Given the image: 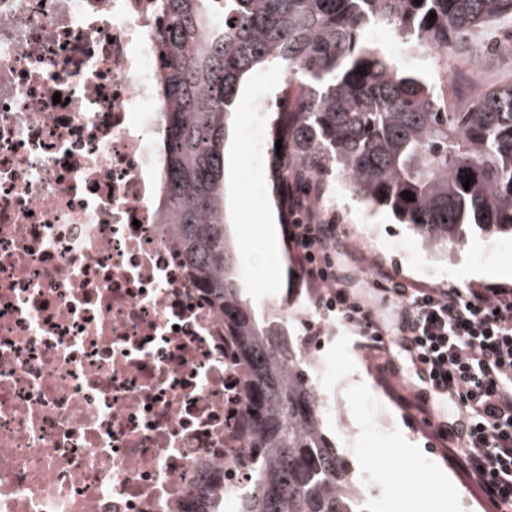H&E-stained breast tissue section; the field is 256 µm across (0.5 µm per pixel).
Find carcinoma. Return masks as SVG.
Wrapping results in <instances>:
<instances>
[{"label":"carcinoma","instance_id":"obj_1","mask_svg":"<svg viewBox=\"0 0 512 512\" xmlns=\"http://www.w3.org/2000/svg\"><path fill=\"white\" fill-rule=\"evenodd\" d=\"M155 2L164 27L159 221L239 340L258 460L238 512H367L325 434L327 402L311 382L309 353L241 302L224 228V133L242 78L277 66L288 72L271 119L282 140L273 166L281 215L318 203L340 177L363 203L410 225L426 249L460 241L470 218L512 234V81L485 85L454 68L483 52L477 29L512 21V0H223L222 21L211 0ZM372 23L413 53L453 45L448 93L369 46Z\"/></svg>","mask_w":512,"mask_h":512}]
</instances>
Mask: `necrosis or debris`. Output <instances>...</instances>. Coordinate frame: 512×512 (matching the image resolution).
Here are the masks:
<instances>
[{"instance_id": "obj_1", "label": "necrosis or debris", "mask_w": 512, "mask_h": 512, "mask_svg": "<svg viewBox=\"0 0 512 512\" xmlns=\"http://www.w3.org/2000/svg\"><path fill=\"white\" fill-rule=\"evenodd\" d=\"M150 4L0 0V512H236L257 462L238 343L157 219Z\"/></svg>"}]
</instances>
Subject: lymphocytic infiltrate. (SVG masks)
Returning <instances> with one entry per match:
<instances>
[{
    "label": "lymphocytic infiltrate",
    "instance_id": "1",
    "mask_svg": "<svg viewBox=\"0 0 512 512\" xmlns=\"http://www.w3.org/2000/svg\"><path fill=\"white\" fill-rule=\"evenodd\" d=\"M288 227L320 305L357 327L380 371L393 369L387 336H395L425 391L400 396L422 417L451 466L476 488L485 512H512V286L422 288L388 277L395 318L385 324L366 309L329 266L324 251L336 235L313 211ZM452 402L454 421L439 419L432 399Z\"/></svg>",
    "mask_w": 512,
    "mask_h": 512
}]
</instances>
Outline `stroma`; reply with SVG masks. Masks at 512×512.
Wrapping results in <instances>:
<instances>
[{
  "instance_id": "obj_1",
  "label": "stroma",
  "mask_w": 512,
  "mask_h": 512,
  "mask_svg": "<svg viewBox=\"0 0 512 512\" xmlns=\"http://www.w3.org/2000/svg\"><path fill=\"white\" fill-rule=\"evenodd\" d=\"M281 88L278 69L265 66L243 78L238 96L249 104L270 103ZM253 129L249 113L237 112L231 130L238 154L224 161L225 221L243 225L247 232L246 239L236 242L242 293L258 315L274 305L310 309L311 323L288 320L279 327L319 363L310 375L330 406L324 425L366 508L390 512L393 499L437 487L453 491L454 512H483L474 491L437 449L424 422L409 418L396 399V389L418 391L422 382L406 371L395 385H388L357 331L337 313L317 306L316 293L290 244L287 225L278 227L277 267L266 266L262 216L276 204L244 189L250 181H272L270 167L257 165L252 158ZM323 216L335 225L339 242L329 253L331 263L343 274L345 287L384 322H391L393 306L374 283L379 271L431 288L512 286L510 237L494 240L480 227L469 225L450 254L430 253L390 209L366 207L341 184L331 187Z\"/></svg>"
}]
</instances>
